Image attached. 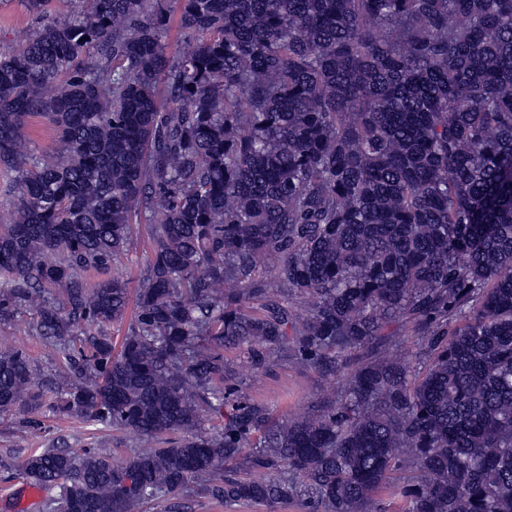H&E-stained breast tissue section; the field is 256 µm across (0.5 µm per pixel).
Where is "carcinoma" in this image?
<instances>
[{
  "label": "carcinoma",
  "mask_w": 512,
  "mask_h": 512,
  "mask_svg": "<svg viewBox=\"0 0 512 512\" xmlns=\"http://www.w3.org/2000/svg\"><path fill=\"white\" fill-rule=\"evenodd\" d=\"M80 2L0 53V322L32 311L64 359L52 412L141 445L118 463L28 454L47 512L200 493L382 512L407 468L402 512H512V0ZM32 117L55 156L29 152ZM142 222L151 257L116 349L130 292L109 272ZM399 319L418 367L387 332ZM230 345L257 374L294 353L341 376L274 420L228 385ZM41 387L0 350V416ZM15 173L9 169L0 166V227L1 225L10 224L13 219L12 199L4 194V189L12 181Z\"/></svg>",
  "instance_id": "carcinoma-1"
}]
</instances>
